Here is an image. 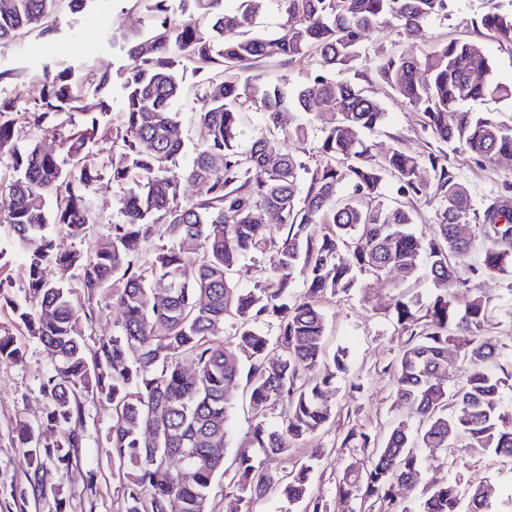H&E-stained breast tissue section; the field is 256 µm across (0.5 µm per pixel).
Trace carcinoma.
Masks as SVG:
<instances>
[{
    "label": "carcinoma",
    "mask_w": 512,
    "mask_h": 512,
    "mask_svg": "<svg viewBox=\"0 0 512 512\" xmlns=\"http://www.w3.org/2000/svg\"><path fill=\"white\" fill-rule=\"evenodd\" d=\"M59 2L0 0V42L52 36ZM132 2L146 9L151 25L146 33L112 37L128 59L118 73L121 127L103 120L112 111L106 99L97 112L81 106L85 83L107 89L106 72L47 65L31 107L21 112L0 99V155L11 159L9 177L0 179V193L10 198L0 221L11 230L10 247L0 245V301L57 357L40 381L42 421L15 427L33 465L32 494H44L47 462L69 469L77 461L85 402L95 396L112 411L108 444L125 512H209L219 474L224 512H253L273 491L303 512H327L309 495L315 456L280 475L266 472L261 457L288 454L291 443L334 419L324 394L348 372V360L345 350L328 349L322 298L347 293L360 273L381 277L396 268L403 282L423 272L432 284L428 299L402 290L390 306L406 336L392 370L395 397L408 414L380 438L346 434L342 446L358 438L372 452L365 467L347 468L336 480V501H356L358 512H500L482 486L466 491L455 479L423 489L407 506L395 488L422 483L417 450L448 455L450 430L473 453L512 459V339L491 334L489 299L470 293L454 262L476 251L474 275L512 281V208H504L505 194L475 205L447 151L479 163L512 158V124L469 107L512 100V84L490 78V60L477 42L442 43L420 58L381 48L378 77L421 113L438 148L420 156L397 146L374 153L364 134L382 125L386 112L333 72L360 59L369 30L417 32L446 13L448 0H280L284 22L271 37L256 33L265 0H242L234 13L224 12L223 0ZM480 26L512 44V11L493 8ZM311 55L320 65L314 91L232 75L263 59L291 66ZM188 63L206 75L207 104L195 119L207 138L176 176L185 142L179 70ZM251 108L263 112L265 131L243 148L241 117ZM286 112L306 117L286 132L298 143L308 139L310 119L320 121L314 164L281 148ZM22 128L58 139L63 155L42 151L36 141L19 149ZM97 136L112 140L113 151L106 164L90 166L85 149ZM425 167L428 181L419 178ZM105 178L122 189L119 220L106 239L77 248L73 243L85 241L93 223V186ZM389 180L404 198L437 203L426 240L412 230L406 205L387 202L382 188ZM184 181L197 188L192 200L181 198ZM342 187L347 194H339ZM266 211L279 215L278 241L267 238L259 220ZM48 224L63 225L71 244L46 234ZM141 241L152 242L148 267ZM269 245L274 264H256L254 288L239 287L240 263ZM14 250L25 257L21 300L4 295ZM48 264L58 271L54 280L45 276ZM74 273L88 301L81 312L70 299ZM297 274L304 284L298 297L290 291ZM103 302L121 308L122 321L89 349L82 328L93 324ZM271 318L274 337L263 329ZM24 358L13 337L0 334V360ZM187 361L194 372L185 370ZM461 366L462 381L448 389ZM240 383L253 422L235 444L231 391ZM279 404L281 422L272 426L267 411Z\"/></svg>",
    "instance_id": "cac0c4a2"
}]
</instances>
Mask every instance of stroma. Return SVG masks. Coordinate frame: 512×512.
<instances>
[{
    "mask_svg": "<svg viewBox=\"0 0 512 512\" xmlns=\"http://www.w3.org/2000/svg\"><path fill=\"white\" fill-rule=\"evenodd\" d=\"M512 9V0H448L446 15L428 21L416 35L398 27L368 32L360 59L336 77L362 89L378 101L386 112L385 123L370 133L374 151L398 145L412 155L426 154L433 140L421 129L418 110L382 83L375 73L378 47L418 56L437 44L453 39L481 43L490 59L495 81L512 84V45L485 36L477 23L491 3ZM56 34L44 39L29 34L15 42L0 44V66L16 69L13 80L0 84V95L13 99L17 108L30 107L41 92L40 76L46 63L79 67L81 71H116L126 57L113 47V35L129 31H147L149 14L145 9H129L126 0H94L92 7L72 13L60 7L56 15ZM186 90L181 117L187 132V147L195 149L205 139V131L192 119L204 103L205 84L201 74L186 70ZM450 163L467 186L473 200L500 191L512 184V159L491 164H476L467 154L454 152ZM121 192L110 181H100L94 191L96 219L90 226V240L105 239L113 222L119 219ZM398 273L383 278H364L360 288L350 295H338L322 301L329 324L332 347L348 352L349 371L327 393L326 400L336 416L316 436L298 442L286 456L264 458L263 467L272 474L292 468L295 462L318 453L310 494L330 502V512H341L335 503V482L350 466L367 463L370 451L360 440L345 441L352 429L371 434L385 433L404 412L395 399L394 377L388 366L402 342V334L392 320L387 305L396 296ZM478 291L493 305V335L512 336V286L495 279L478 280ZM0 330L13 333L26 352L22 363L0 362V512H55L56 500H63L64 512H124L119 482L112 477V450L106 436L111 416L98 403L87 402L86 439L78 454L80 472L67 474L48 465L44 482L51 494L36 498L28 494L29 456L14 440L17 422H35L44 409L39 391L42 373L54 361L52 353L36 338L16 326L9 308L0 306ZM425 478L442 483L451 478L462 484L476 483L492 476L497 496H512V460L492 453L473 454L461 448L449 449L447 457L423 456Z\"/></svg>",
    "mask_w": 512,
    "mask_h": 512,
    "instance_id": "35a3bbf8",
    "label": "stroma"
}]
</instances>
